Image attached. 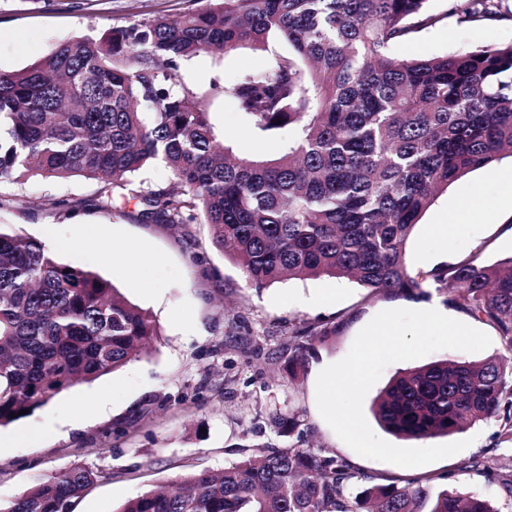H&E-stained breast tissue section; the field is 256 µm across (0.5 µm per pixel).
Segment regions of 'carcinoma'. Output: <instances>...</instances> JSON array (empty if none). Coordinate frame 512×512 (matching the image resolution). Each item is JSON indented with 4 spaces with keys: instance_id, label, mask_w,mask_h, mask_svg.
Masks as SVG:
<instances>
[{
    "instance_id": "carcinoma-1",
    "label": "carcinoma",
    "mask_w": 512,
    "mask_h": 512,
    "mask_svg": "<svg viewBox=\"0 0 512 512\" xmlns=\"http://www.w3.org/2000/svg\"><path fill=\"white\" fill-rule=\"evenodd\" d=\"M101 38L56 46L0 71V182L82 177L137 201L146 222L208 224L215 245L260 289L301 277L351 278L374 297L427 298L491 326L512 350V257L479 255L411 273L406 247L448 186L512 157V43L454 56L401 58L391 47L439 17L430 0H197ZM491 0H455L461 24ZM285 42L288 50L278 44ZM263 53L260 70L213 84L256 141L292 136L281 154L231 157L182 62ZM156 164L172 183L134 176ZM340 323L291 331V375ZM151 314L99 274L0 229V426L64 390L124 366L157 335ZM373 413L404 439L448 436L499 414L512 442V358H444L395 375ZM351 465L306 440L257 445L221 473L203 470L116 512H497L474 492L413 479L352 497ZM97 472L73 466L6 512H73Z\"/></svg>"
}]
</instances>
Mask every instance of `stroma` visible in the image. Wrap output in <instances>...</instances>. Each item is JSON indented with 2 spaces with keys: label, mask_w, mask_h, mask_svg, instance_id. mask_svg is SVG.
I'll return each instance as SVG.
<instances>
[{
  "label": "stroma",
  "mask_w": 512,
  "mask_h": 512,
  "mask_svg": "<svg viewBox=\"0 0 512 512\" xmlns=\"http://www.w3.org/2000/svg\"><path fill=\"white\" fill-rule=\"evenodd\" d=\"M195 6V0H0V70L23 69L63 42L97 39L111 27L154 16L174 19ZM430 7L441 22L393 45L394 55L427 58L512 43V0H502L495 14L471 24L458 23L454 0H432ZM262 61L261 53L250 50L227 57L203 53L179 69L180 81L202 97L217 135L240 156L274 157L280 147L257 144L243 116L213 94L211 85ZM497 169H512V158L467 174L436 198L407 244L411 270L454 264L475 253L489 262L512 256V200L493 176ZM50 196L67 200V207L47 205ZM466 200L484 204L486 212L464 225L459 204ZM433 224L457 230L447 238L435 236L429 232ZM0 226L110 280L158 325L147 350L121 369L62 391L0 427V507L78 464L99 478L74 512H116L127 499L180 475L223 470L253 445H285L275 420L295 410L304 418L311 447L342 457L358 475L401 485L427 478L440 488L448 474L453 487L484 496L498 512H512V496L493 479L512 472V445L498 441L501 418L426 439L429 447L464 439L469 445L414 469L360 456L318 412L321 370L345 357L378 312L421 310L425 300L372 298L354 281L328 277L250 287L236 262L214 244L208 225L143 221L136 200L104 192L85 178L1 182ZM131 256L144 257L145 266L127 268ZM303 320L338 322L342 328L335 343L310 355L292 381L276 357L288 345L289 330ZM474 460L484 461L489 474L469 470Z\"/></svg>",
  "instance_id": "1"
}]
</instances>
